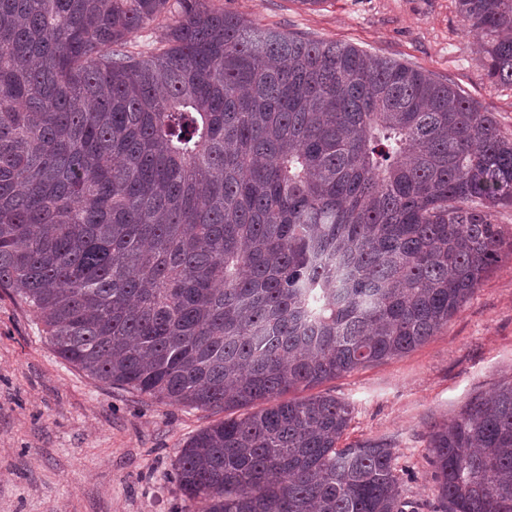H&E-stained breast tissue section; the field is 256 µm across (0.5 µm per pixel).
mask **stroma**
Returning a JSON list of instances; mask_svg holds the SVG:
<instances>
[{
	"mask_svg": "<svg viewBox=\"0 0 512 512\" xmlns=\"http://www.w3.org/2000/svg\"><path fill=\"white\" fill-rule=\"evenodd\" d=\"M285 33L350 44L453 80L512 134V90L492 85L455 0H212ZM469 301L414 350L324 382L348 402L344 444L397 457L416 512L438 502L425 435L512 376V239ZM224 410L164 404L62 360L32 312L0 293V512H184L182 448Z\"/></svg>",
	"mask_w": 512,
	"mask_h": 512,
	"instance_id": "stroma-1",
	"label": "stroma"
}]
</instances>
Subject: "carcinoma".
<instances>
[{"instance_id": "obj_1", "label": "carcinoma", "mask_w": 512, "mask_h": 512, "mask_svg": "<svg viewBox=\"0 0 512 512\" xmlns=\"http://www.w3.org/2000/svg\"><path fill=\"white\" fill-rule=\"evenodd\" d=\"M456 2L512 88V0ZM511 207L512 135L412 63L209 0H0V290L102 383L268 403L187 442L190 512H405L348 403L278 398L447 325ZM426 448L440 512H512V377Z\"/></svg>"}]
</instances>
